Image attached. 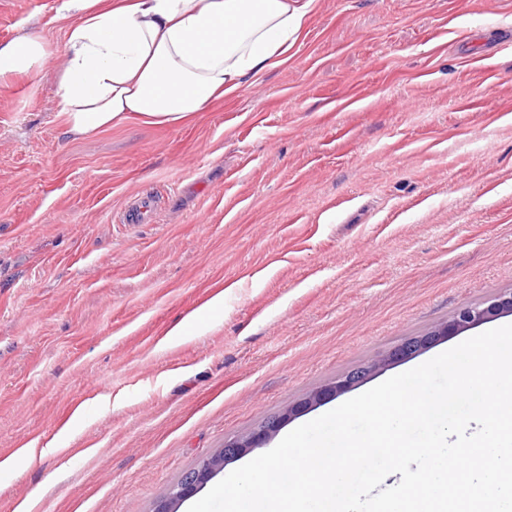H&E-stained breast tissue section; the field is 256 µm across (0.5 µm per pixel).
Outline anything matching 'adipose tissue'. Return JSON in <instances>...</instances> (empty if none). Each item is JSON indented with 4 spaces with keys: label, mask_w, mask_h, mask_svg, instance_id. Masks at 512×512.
Listing matches in <instances>:
<instances>
[{
    "label": "adipose tissue",
    "mask_w": 512,
    "mask_h": 512,
    "mask_svg": "<svg viewBox=\"0 0 512 512\" xmlns=\"http://www.w3.org/2000/svg\"><path fill=\"white\" fill-rule=\"evenodd\" d=\"M318 0H63L65 51L22 35L0 44V79L53 65L65 135L128 121L178 126L288 51Z\"/></svg>",
    "instance_id": "adipose-tissue-1"
}]
</instances>
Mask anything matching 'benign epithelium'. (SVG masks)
<instances>
[{
  "label": "benign epithelium",
  "mask_w": 512,
  "mask_h": 512,
  "mask_svg": "<svg viewBox=\"0 0 512 512\" xmlns=\"http://www.w3.org/2000/svg\"><path fill=\"white\" fill-rule=\"evenodd\" d=\"M503 315H512V291L502 293L481 306L461 307L448 321L433 326L419 336L405 339L387 354L350 370L336 381L314 388L299 402L288 405L282 412L261 423L248 435L231 439L225 442L224 448L215 454L199 458L194 466L172 486L167 495L157 501L153 512H178L177 506L223 471L224 465L265 445L287 422L302 412L340 396L375 373L409 359L437 342Z\"/></svg>",
  "instance_id": "benign-epithelium-1"
}]
</instances>
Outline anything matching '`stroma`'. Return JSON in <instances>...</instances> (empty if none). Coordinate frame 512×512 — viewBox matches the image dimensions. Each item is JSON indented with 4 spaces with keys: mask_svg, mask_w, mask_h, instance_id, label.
<instances>
[{
    "mask_svg": "<svg viewBox=\"0 0 512 512\" xmlns=\"http://www.w3.org/2000/svg\"><path fill=\"white\" fill-rule=\"evenodd\" d=\"M61 3L0 0V42L62 50ZM58 112L53 67L0 81V512H152L225 440L512 290V0H319L288 64L192 123L72 138ZM146 195L153 222L122 223Z\"/></svg>",
    "mask_w": 512,
    "mask_h": 512,
    "instance_id": "1",
    "label": "stroma"
}]
</instances>
